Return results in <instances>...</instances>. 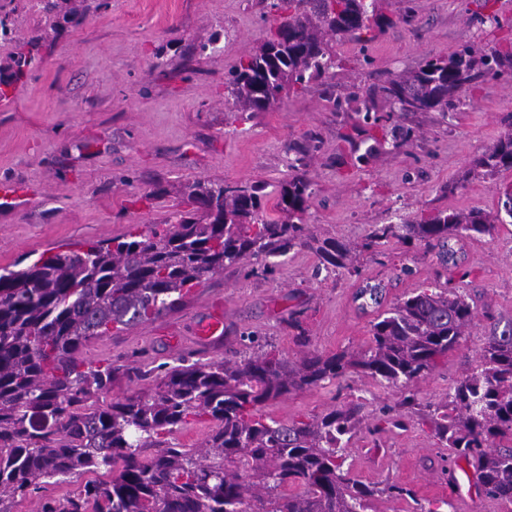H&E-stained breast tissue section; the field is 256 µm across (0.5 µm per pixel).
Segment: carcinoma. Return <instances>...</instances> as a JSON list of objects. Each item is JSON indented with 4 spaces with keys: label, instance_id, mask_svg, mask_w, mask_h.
<instances>
[{
    "label": "carcinoma",
    "instance_id": "cac0c4a2",
    "mask_svg": "<svg viewBox=\"0 0 512 512\" xmlns=\"http://www.w3.org/2000/svg\"><path fill=\"white\" fill-rule=\"evenodd\" d=\"M376 2L269 0V13L288 17L231 70L228 107L265 112L281 104L283 90H309L336 66L326 37L360 41L392 23ZM486 79L512 81V52L465 45L372 89L356 108L366 129L353 161L387 144L412 143V129L382 124L378 100L392 112H449L462 92ZM291 168L296 174L276 196L283 220L267 216L260 183L196 180L182 190L189 209L170 224L42 253L0 272V512L30 496L39 497L38 512H366L378 494L415 497L396 482L378 488L343 471L344 448L366 421L363 403L291 421L267 408L352 371L399 389L384 416L395 428L405 426L406 411L417 406L411 387L460 348L475 319L449 280L438 291L415 288L379 315L361 352L290 358L261 348L235 361L182 359L155 376L134 363L94 366L80 358L90 341L175 308L227 267L255 261L272 274L276 265L268 258L308 247L323 265L358 272L346 244L320 242L302 222L311 182L298 165ZM502 169H512L511 131L472 161L468 176ZM503 223L481 209L437 210L377 225L361 248L379 256L392 239L445 248L452 239L491 237ZM480 359L481 369L419 416L472 467L479 494L511 504L512 320L490 324ZM151 376L153 386L99 403L112 383L139 385ZM201 421L211 424L202 447L172 443L176 431ZM81 474L90 478L76 493L42 494L50 482Z\"/></svg>",
    "mask_w": 512,
    "mask_h": 512
}]
</instances>
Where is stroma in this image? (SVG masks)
Segmentation results:
<instances>
[{
	"label": "stroma",
	"mask_w": 512,
	"mask_h": 512,
	"mask_svg": "<svg viewBox=\"0 0 512 512\" xmlns=\"http://www.w3.org/2000/svg\"><path fill=\"white\" fill-rule=\"evenodd\" d=\"M378 7L392 20L384 32L335 43L329 74L245 120L228 109L224 81L265 39L266 0H85L64 23L47 0H0V18L13 33L0 40V74H11L20 49L36 46L39 56L0 98V182L22 192L15 204L0 202V267L63 243L146 231L183 210L181 190L195 180L262 182L276 190L297 158L313 191L305 223L317 239L355 250V274L323 266L309 248L278 258L268 276L226 268L158 319L93 340L85 362L171 367L182 358H239L258 344L294 357L300 350L288 325L293 312L301 315L310 352L362 351L377 316L429 286L438 268L434 253L394 240L380 261L361 250L374 225L445 208L496 212L512 170L466 179L453 193L448 186L512 131V82H479L448 114L394 113L390 125L412 128V144L355 166L349 141L362 139L363 123L348 100L461 46L512 43V0H489L486 13L502 23L492 32L475 19V0H379ZM454 248L470 271L461 291L476 318L460 349L416 383L422 404L445 400L479 365L486 314L512 319V224ZM404 265L411 276H399ZM377 283L385 287L381 304L362 306L360 290ZM216 307L224 312V336L200 345L192 326ZM360 397L372 425L399 393L354 373L290 394L269 413L287 421ZM344 456L352 478L398 482L415 493L406 500L375 497L367 512H512V504L475 492L458 497L449 479L466 477L471 467L417 419L375 435L359 431Z\"/></svg>",
	"instance_id": "35a3bbf8"
}]
</instances>
